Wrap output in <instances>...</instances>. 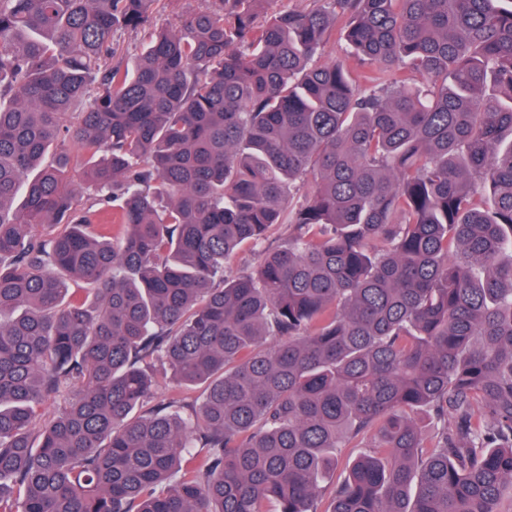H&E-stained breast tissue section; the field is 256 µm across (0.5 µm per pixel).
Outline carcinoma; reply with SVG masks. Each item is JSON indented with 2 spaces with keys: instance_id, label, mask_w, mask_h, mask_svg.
<instances>
[{
  "instance_id": "carcinoma-1",
  "label": "carcinoma",
  "mask_w": 512,
  "mask_h": 512,
  "mask_svg": "<svg viewBox=\"0 0 512 512\" xmlns=\"http://www.w3.org/2000/svg\"><path fill=\"white\" fill-rule=\"evenodd\" d=\"M153 2L0 0V512H512V0ZM203 0H157L152 6V23L157 27L173 29L183 15L205 6ZM115 41L127 61L140 54L145 46L143 35L138 30H118Z\"/></svg>"
}]
</instances>
